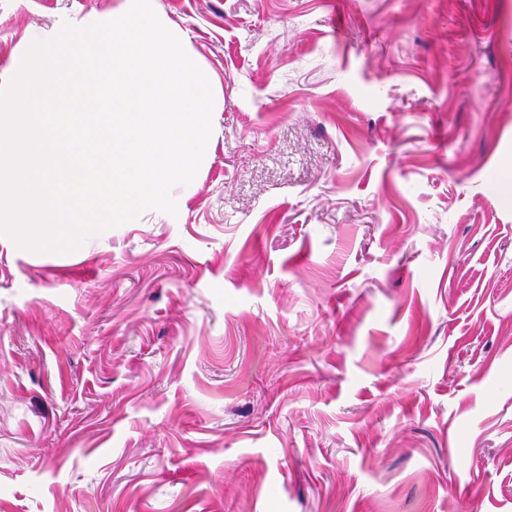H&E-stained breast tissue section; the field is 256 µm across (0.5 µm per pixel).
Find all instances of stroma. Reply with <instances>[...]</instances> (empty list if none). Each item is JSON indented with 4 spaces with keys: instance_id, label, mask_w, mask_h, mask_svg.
Listing matches in <instances>:
<instances>
[{
    "instance_id": "1",
    "label": "stroma",
    "mask_w": 512,
    "mask_h": 512,
    "mask_svg": "<svg viewBox=\"0 0 512 512\" xmlns=\"http://www.w3.org/2000/svg\"><path fill=\"white\" fill-rule=\"evenodd\" d=\"M217 100L177 216L0 235V512H512V0H152ZM125 0H0V84Z\"/></svg>"
}]
</instances>
